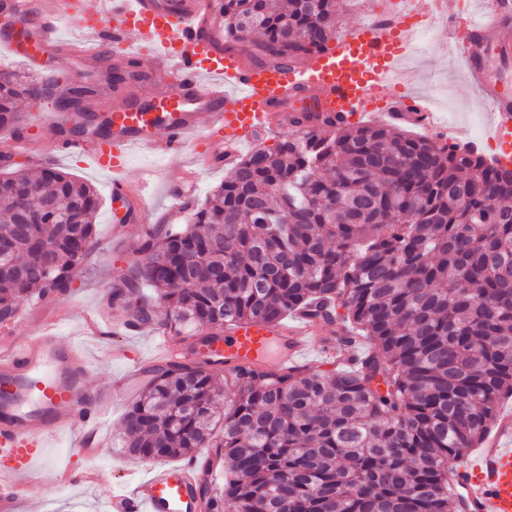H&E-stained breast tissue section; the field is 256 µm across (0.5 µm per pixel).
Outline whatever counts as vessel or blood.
I'll return each mask as SVG.
<instances>
[{"label":"vessel or blood","mask_w":512,"mask_h":512,"mask_svg":"<svg viewBox=\"0 0 512 512\" xmlns=\"http://www.w3.org/2000/svg\"><path fill=\"white\" fill-rule=\"evenodd\" d=\"M34 11L41 26L15 34ZM427 16L420 7L383 15L337 31L320 55L263 66L225 53L220 0H0V49L36 67L42 56L57 52L87 62L107 49L125 57L131 43L142 47L147 104L115 98L111 138L67 146L111 171L113 195L123 197L129 221L140 223L144 194L124 190L127 158L133 148L156 147L159 138L191 147L205 166L218 168L225 154L255 144L259 130L288 129L300 105L348 119L381 110L395 119L437 124L424 99L403 93L390 78ZM511 38L500 0H484L482 19L470 27L471 43ZM466 64L477 90L491 101L495 137L512 140V94L487 81L482 55L467 52ZM170 73L179 77L172 90L165 83ZM315 331L302 313L276 325H232L205 352L228 365L289 368L308 351ZM89 361L84 348L62 342L50 328L0 337V512H16L31 491L26 475L46 461L56 437L77 433L79 454H99L103 410L87 379ZM198 480L190 463L153 468L146 478L113 488L112 512H201ZM448 481L462 494V512H512L511 412L503 413L471 460L449 471Z\"/></svg>","instance_id":"vessel-or-blood-1"}]
</instances>
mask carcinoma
I'll return each instance as SVG.
<instances>
[{"label":"carcinoma","instance_id":"cac0c4a2","mask_svg":"<svg viewBox=\"0 0 512 512\" xmlns=\"http://www.w3.org/2000/svg\"><path fill=\"white\" fill-rule=\"evenodd\" d=\"M221 2L228 49L269 64L325 52L345 5ZM31 90L0 72V129L21 121ZM315 122L241 156L187 223L148 232L107 306L201 343L302 311L366 351L332 370L226 366L199 351L150 367L121 448L135 460L206 449L203 470L224 482L200 484L205 512H461L448 468L512 396V169L386 124ZM97 209L96 189L53 165L3 169L1 323L35 291L68 296Z\"/></svg>","mask_w":512,"mask_h":512}]
</instances>
